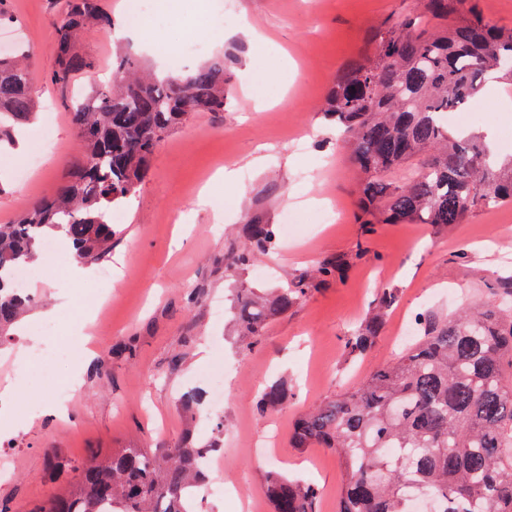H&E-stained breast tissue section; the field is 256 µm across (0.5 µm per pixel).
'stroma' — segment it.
I'll use <instances>...</instances> for the list:
<instances>
[{
  "label": "stroma",
  "instance_id": "35a3bbf8",
  "mask_svg": "<svg viewBox=\"0 0 512 512\" xmlns=\"http://www.w3.org/2000/svg\"><path fill=\"white\" fill-rule=\"evenodd\" d=\"M170 2L174 11L151 14L153 32L160 45L181 56L183 70L223 58L224 110L192 117L165 135L146 178L122 209L110 255L91 262V277L73 282L66 268L43 263L30 280V315L0 343V452L11 458L10 476L0 478V500L13 512H32L68 491L75 466L95 455L132 444L165 448L190 435L201 442L221 438L220 476L240 491L210 500L203 512H272L265 493L272 470L315 483L317 512H337L340 461L323 448L290 447L293 423L396 358L405 321L430 307L454 312L484 297L497 277L511 275L512 205L476 211L448 229L381 224L370 236L357 218L359 175L321 106L340 71L370 53L371 30L400 19L414 0H233L238 16L264 37L261 46L242 35L228 37L216 0ZM63 6V0L6 4L12 36L29 47L36 78V113L16 151L29 158L36 133L47 124L56 149L24 181L16 177L17 165H0V224L55 191L79 154L65 100L86 94L89 81L76 78L64 94L49 81ZM197 23L205 31L191 35ZM119 46L142 68L169 67L168 60L104 32L79 42L101 81L109 78ZM473 107L495 120L491 149L512 157V141L500 135L512 127V91L488 80ZM256 158L261 166H253ZM224 166L236 168L243 193L225 199L219 215L201 206L198 195ZM331 203L340 221L314 234L297 226L289 249L275 248L266 257L270 275L226 267L227 254L243 241V224L281 223L291 204L315 211ZM360 245L368 255L353 262L342 281L316 289L269 323L252 347L237 344L230 317L212 314L213 306L231 307L234 289L279 287ZM114 266L120 269L117 283L102 282L100 271ZM383 288L396 291L385 332L364 359L347 361L345 342ZM63 291L91 306L86 332L96 354L59 362L48 379L31 381L39 370L29 334L32 317L51 309ZM219 366L227 376L223 403L203 402L200 414L186 419L181 395L206 391L207 376ZM75 372L80 383L69 419L29 413V406L52 404ZM278 378L288 383L287 401L276 412H260L258 391Z\"/></svg>",
  "mask_w": 512,
  "mask_h": 512
}]
</instances>
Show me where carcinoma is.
<instances>
[{
  "label": "carcinoma",
  "instance_id": "obj_1",
  "mask_svg": "<svg viewBox=\"0 0 512 512\" xmlns=\"http://www.w3.org/2000/svg\"><path fill=\"white\" fill-rule=\"evenodd\" d=\"M104 0H64L56 22L57 68L68 88L76 74L94 78L96 64L77 51L82 35L103 30ZM0 57V146L30 120L31 77L18 58ZM512 79V28L488 23L475 0H417L403 19L372 37L369 56L351 63L326 98L361 173L358 219L377 224H462L478 208L512 203V166L499 167L488 146L442 120L477 98L490 69ZM224 60L186 76H145L135 61L115 57L111 78L70 102L80 156L67 180L13 224H0V335L19 321L30 297L9 276L30 264L43 240H66L80 260L112 249V214L137 191L162 135L192 113L224 111ZM244 245L228 257L247 269L276 246L274 224L244 225ZM336 257L297 275L264 298L236 293L242 345L258 342L269 322L288 313L320 284L343 279ZM395 289H383L345 344L363 356L384 327ZM512 275L480 304L454 317L416 318L418 335L398 359L372 370L346 392L309 409L296 422L295 448L317 445L338 456L339 512H414L413 498L434 512H512ZM287 387L275 381L258 397L277 410ZM205 446L190 439L168 448H120L75 468L74 485L36 512H191L189 489L204 478ZM266 492L274 512H316L319 489L271 471Z\"/></svg>",
  "mask_w": 512,
  "mask_h": 512
}]
</instances>
